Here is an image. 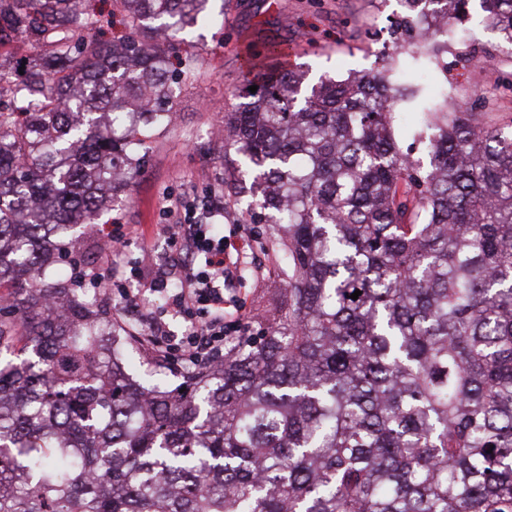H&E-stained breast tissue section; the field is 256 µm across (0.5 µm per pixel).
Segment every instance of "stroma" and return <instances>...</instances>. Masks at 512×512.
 <instances>
[{"label": "stroma", "mask_w": 512, "mask_h": 512, "mask_svg": "<svg viewBox=\"0 0 512 512\" xmlns=\"http://www.w3.org/2000/svg\"><path fill=\"white\" fill-rule=\"evenodd\" d=\"M223 13L219 25L185 34L181 52L194 60V73L181 86L175 122L153 140L148 163L131 187L128 199L112 213L111 232L120 237L116 259L121 268L136 265L143 243H150L158 259H170L174 246L157 230L165 223L163 208L187 196L224 195V163L214 151L216 132L224 114L237 103L233 92L241 81V63L251 42L265 35L282 43L289 61L311 73L342 74L369 67L382 52L376 33L398 12L397 0H213ZM475 50L479 61L459 62L461 50ZM448 92L460 103L478 100L496 87L490 120H512V53L498 46L497 37L478 19L470 23L448 47V70L437 73ZM244 250L235 281L227 296L238 305L227 316L243 311L246 317L273 310L281 299L283 283L259 241L250 234L230 240ZM136 361L134 376L147 384L174 388L181 370L156 358L140 341L130 340Z\"/></svg>", "instance_id": "obj_1"}]
</instances>
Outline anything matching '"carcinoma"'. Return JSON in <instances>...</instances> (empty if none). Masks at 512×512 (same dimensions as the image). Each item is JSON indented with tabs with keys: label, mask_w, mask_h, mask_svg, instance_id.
I'll use <instances>...</instances> for the list:
<instances>
[{
	"label": "carcinoma",
	"mask_w": 512,
	"mask_h": 512,
	"mask_svg": "<svg viewBox=\"0 0 512 512\" xmlns=\"http://www.w3.org/2000/svg\"><path fill=\"white\" fill-rule=\"evenodd\" d=\"M475 1L512 48V0H398L395 55L361 71L244 57L224 185L286 288L166 391L79 296L68 240L175 119L172 42L219 16L112 0L107 39L95 0H0V46L44 47L20 76L0 54V512H512V121L419 80Z\"/></svg>",
	"instance_id": "carcinoma-1"
}]
</instances>
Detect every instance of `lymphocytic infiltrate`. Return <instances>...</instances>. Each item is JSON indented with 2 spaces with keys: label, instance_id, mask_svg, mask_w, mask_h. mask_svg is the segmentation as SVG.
<instances>
[{
  "label": "lymphocytic infiltrate",
  "instance_id": "obj_1",
  "mask_svg": "<svg viewBox=\"0 0 512 512\" xmlns=\"http://www.w3.org/2000/svg\"><path fill=\"white\" fill-rule=\"evenodd\" d=\"M165 211L174 221L161 225L160 232L178 243L180 255L161 271L140 266L134 278L140 287L158 291L171 277H178L181 287L170 296L168 305L188 322L176 349L189 364L223 348L226 339L243 330L242 321L224 320V287L232 281L238 263L224 238L210 232L213 218L223 215V208L194 200L182 207L166 206Z\"/></svg>",
  "mask_w": 512,
  "mask_h": 512
}]
</instances>
